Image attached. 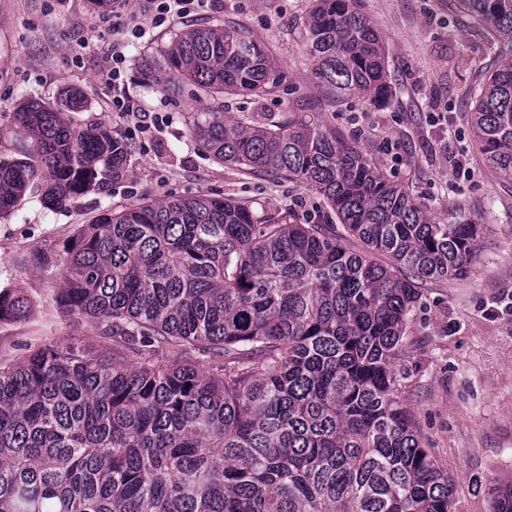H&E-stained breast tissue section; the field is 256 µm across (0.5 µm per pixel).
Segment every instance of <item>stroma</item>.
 Masks as SVG:
<instances>
[{"instance_id": "1", "label": "stroma", "mask_w": 512, "mask_h": 512, "mask_svg": "<svg viewBox=\"0 0 512 512\" xmlns=\"http://www.w3.org/2000/svg\"><path fill=\"white\" fill-rule=\"evenodd\" d=\"M312 0H215L197 24H236L269 47L282 83L274 94L228 95L233 118L264 122L321 113L352 137L379 169L404 183L441 223L480 215L489 224L473 272L464 279L429 281L407 327V407L423 445L456 479V512H491L494 481L512 477V182L500 178L477 150L469 112L502 44L457 9L454 0H361L389 51V98L381 104L346 96L330 101L317 83L304 21ZM126 10L95 0H0V129L10 127L26 99L54 101L69 87L84 97L71 113L78 125H100L131 150L128 167L103 190L49 208L27 193L0 218V290L23 292L33 303L20 321H0V367L45 346L95 354L122 349L56 300L67 246L83 224L112 208L173 197L220 195L287 206L300 223L322 224L319 197L296 183L245 173L206 155L190 137L188 117L208 101L172 100L138 81L140 58L154 41L185 27L148 29L125 48L123 85L112 87L105 55ZM123 97L130 113L112 109ZM163 116L160 128L132 134L136 117Z\"/></svg>"}]
</instances>
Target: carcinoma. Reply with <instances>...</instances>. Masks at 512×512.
Returning <instances> with one entry per match:
<instances>
[{"mask_svg":"<svg viewBox=\"0 0 512 512\" xmlns=\"http://www.w3.org/2000/svg\"><path fill=\"white\" fill-rule=\"evenodd\" d=\"M455 2L509 48L470 128L512 180V0ZM305 31L320 83L387 91V46L358 0H315ZM141 81L217 104L193 113L191 138L249 174L300 184L327 220L204 194L83 225L57 300L129 353L45 346L0 368V512H455L454 480L404 402L405 338L423 281L472 272L481 219L433 221L316 112L256 125L224 116V95L266 96L281 82L271 50L242 26L174 34L142 58ZM83 104L68 90L17 106L1 217L32 188L63 207L119 177L128 146L74 125L68 113ZM30 310L0 290V321ZM173 340L183 349L169 357ZM196 350L217 360L201 369L188 359ZM492 512H512V480L494 485Z\"/></svg>","mask_w":512,"mask_h":512,"instance_id":"obj_1","label":"carcinoma"}]
</instances>
